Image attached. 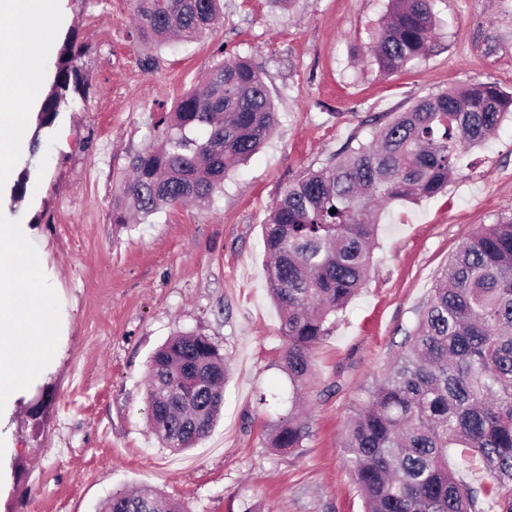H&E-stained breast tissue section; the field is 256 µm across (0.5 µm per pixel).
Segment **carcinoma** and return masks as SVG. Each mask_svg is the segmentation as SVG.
<instances>
[{"label":"carcinoma","instance_id":"cac0c4a2","mask_svg":"<svg viewBox=\"0 0 512 512\" xmlns=\"http://www.w3.org/2000/svg\"><path fill=\"white\" fill-rule=\"evenodd\" d=\"M435 0H389L369 46L383 72L427 57ZM138 40L156 47L192 41L220 24L224 0H132ZM84 52L65 41L30 144L85 92ZM512 115V93L477 84L429 93L389 112L372 140L335 154L288 187L263 224L267 288L288 345L294 388L330 317L359 292L372 263L377 207L448 187L461 157ZM278 123L261 72L244 58L217 61L205 80L161 113L152 141L129 161L112 223L142 220L164 206L208 209L224 181L269 140ZM336 213H330V209ZM224 354L201 333H178L153 355L148 418L163 447H194L224 403ZM307 436L290 409L272 432L279 450ZM478 459L486 482H462L448 450ZM346 464L366 512H512V216L464 239L436 276L414 330L365 406L350 421ZM99 512H185L154 489L119 491Z\"/></svg>","mask_w":512,"mask_h":512}]
</instances>
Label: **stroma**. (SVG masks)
Returning a JSON list of instances; mask_svg holds the SVG:
<instances>
[{
    "mask_svg": "<svg viewBox=\"0 0 512 512\" xmlns=\"http://www.w3.org/2000/svg\"><path fill=\"white\" fill-rule=\"evenodd\" d=\"M388 0H224V21L191 43L133 35L130 0H63L46 53L74 38L84 95L37 151L16 147L32 176L0 203L9 240L40 257L58 351L29 373L0 418V512H95L113 492L151 486L188 512H364L345 464L348 423L397 355L436 274L481 225L512 215V121L472 148L447 190L380 213L373 267L312 354L303 389L309 436L287 452L272 429L291 407L282 326L266 284L262 226L306 170L376 118L471 84L512 92V0H435L443 22L428 58L381 73L367 46ZM225 57L251 58L278 112L268 143L210 209L167 207L119 225L112 208L132 154ZM151 66H143V59ZM194 331L227 362L224 409L195 448H163L147 423L152 353Z\"/></svg>",
    "mask_w": 512,
    "mask_h": 512,
    "instance_id": "stroma-1",
    "label": "stroma"
}]
</instances>
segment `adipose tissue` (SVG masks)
Wrapping results in <instances>:
<instances>
[{
    "mask_svg": "<svg viewBox=\"0 0 512 512\" xmlns=\"http://www.w3.org/2000/svg\"><path fill=\"white\" fill-rule=\"evenodd\" d=\"M0 14L23 15L25 28L0 31V189L8 187L14 165L13 144L28 133V116L38 101L32 89L42 74L47 45L59 21L57 0H0ZM15 254L0 251V395L19 387L25 368L52 354L36 318L49 297L37 278L20 285Z\"/></svg>",
    "mask_w": 512,
    "mask_h": 512,
    "instance_id": "adipose-tissue-1",
    "label": "adipose tissue"
}]
</instances>
